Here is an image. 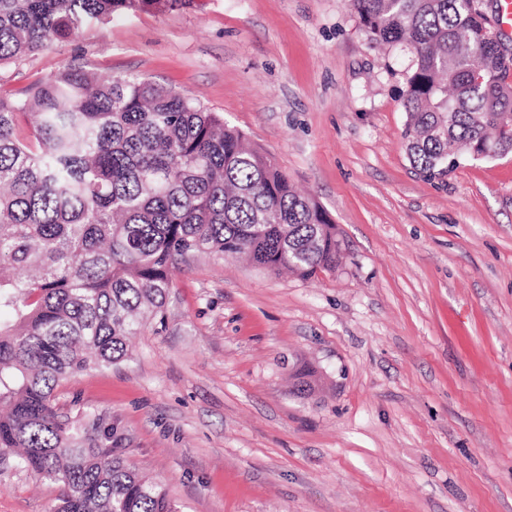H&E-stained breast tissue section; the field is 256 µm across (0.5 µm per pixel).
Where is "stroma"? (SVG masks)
<instances>
[{
    "mask_svg": "<svg viewBox=\"0 0 512 512\" xmlns=\"http://www.w3.org/2000/svg\"><path fill=\"white\" fill-rule=\"evenodd\" d=\"M412 63L350 0H186L0 66L5 95L67 65L190 93L343 242L307 280L209 254L178 265L129 358L57 389L62 412L115 426L179 512H512V154L419 174ZM59 494L0 466V512H50Z\"/></svg>",
    "mask_w": 512,
    "mask_h": 512,
    "instance_id": "obj_1",
    "label": "stroma"
}]
</instances>
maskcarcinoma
<instances>
[{"mask_svg": "<svg viewBox=\"0 0 512 512\" xmlns=\"http://www.w3.org/2000/svg\"><path fill=\"white\" fill-rule=\"evenodd\" d=\"M481 0H351L372 41L406 44L411 164L512 152V67ZM179 0H0V65L116 13ZM231 253L302 278L336 268V224L187 93L69 66L0 96V462L61 486L52 512H178L165 485L63 415L68 376L125 360L162 315L171 267Z\"/></svg>", "mask_w": 512, "mask_h": 512, "instance_id": "1", "label": "carcinoma"}]
</instances>
